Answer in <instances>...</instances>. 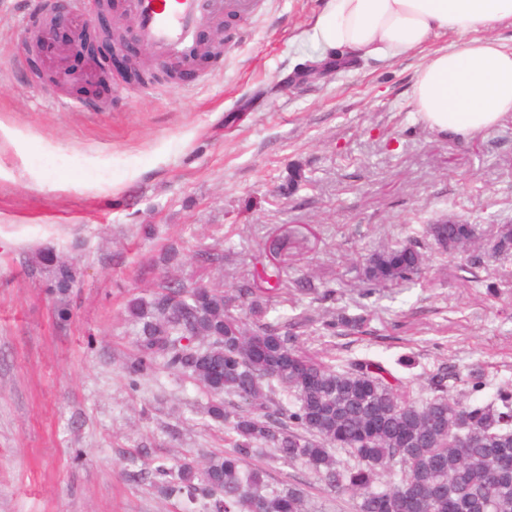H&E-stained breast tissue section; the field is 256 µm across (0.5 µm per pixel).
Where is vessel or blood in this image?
<instances>
[{"instance_id": "1", "label": "vessel or blood", "mask_w": 512, "mask_h": 512, "mask_svg": "<svg viewBox=\"0 0 512 512\" xmlns=\"http://www.w3.org/2000/svg\"><path fill=\"white\" fill-rule=\"evenodd\" d=\"M136 39L164 64L187 63L200 45L202 25L214 17H248L255 0H122Z\"/></svg>"}]
</instances>
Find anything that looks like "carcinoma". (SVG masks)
<instances>
[{
    "label": "carcinoma",
    "instance_id": "cac0c4a2",
    "mask_svg": "<svg viewBox=\"0 0 512 512\" xmlns=\"http://www.w3.org/2000/svg\"><path fill=\"white\" fill-rule=\"evenodd\" d=\"M437 250L465 256L471 272L485 247L512 252V224L486 233L448 219L421 225ZM57 264L60 286L75 268ZM427 255L418 242L389 246L363 269L370 297L389 286L422 278ZM127 311L137 328L139 377L157 361L183 373L211 395L208 413L224 424L231 449L199 467L183 462L155 468L170 494L203 501L204 512H308L303 492L268 490L264 472L250 466L260 445L288 464L305 466L331 491L352 496L355 512H512V472L491 468L512 457V384L495 386L490 400L454 398L441 369L429 380L431 395L414 396L413 380L383 362L354 358L338 367L298 349L295 321L254 296L249 282L228 292L220 285L185 288L163 282L151 298H134ZM345 454L346 459L337 458Z\"/></svg>",
    "mask_w": 512,
    "mask_h": 512
}]
</instances>
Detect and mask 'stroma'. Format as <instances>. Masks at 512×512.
I'll return each mask as SVG.
<instances>
[{
    "instance_id": "35a3bbf8",
    "label": "stroma",
    "mask_w": 512,
    "mask_h": 512,
    "mask_svg": "<svg viewBox=\"0 0 512 512\" xmlns=\"http://www.w3.org/2000/svg\"><path fill=\"white\" fill-rule=\"evenodd\" d=\"M324 5L260 0L201 77L138 86L116 76L101 97L62 107L23 49L34 0H0V512H185L155 467L227 444L192 379L160 364L128 374L137 337L126 304L166 278L254 282L273 313L305 318L302 351L404 359L398 374L423 396L440 368L471 403L512 382V257L482 254L469 280L431 249L422 282L359 295L364 259L421 225L512 221V115L463 136L415 111L421 66L454 45L451 33L296 81L329 56L311 38ZM283 236L278 258L270 245ZM218 243L219 270L198 257ZM47 250L77 264L66 297ZM341 315L359 326L323 328ZM476 367L487 383L478 392L463 383ZM253 462L271 488L301 489L318 512H354L274 449Z\"/></svg>"
}]
</instances>
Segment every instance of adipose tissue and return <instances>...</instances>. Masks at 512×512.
Segmentation results:
<instances>
[{
    "label": "adipose tissue",
    "mask_w": 512,
    "mask_h": 512,
    "mask_svg": "<svg viewBox=\"0 0 512 512\" xmlns=\"http://www.w3.org/2000/svg\"><path fill=\"white\" fill-rule=\"evenodd\" d=\"M512 23V0H327L313 41L360 58L394 59L441 33L459 43L435 51L422 66L412 101L441 132L479 134L512 113V49L476 31Z\"/></svg>",
    "instance_id": "1"
}]
</instances>
